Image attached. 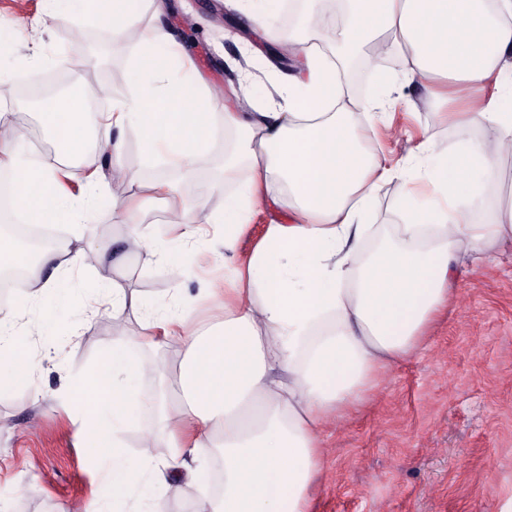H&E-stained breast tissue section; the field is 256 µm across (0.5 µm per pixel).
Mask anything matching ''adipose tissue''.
Wrapping results in <instances>:
<instances>
[{
    "label": "adipose tissue",
    "instance_id": "1",
    "mask_svg": "<svg viewBox=\"0 0 512 512\" xmlns=\"http://www.w3.org/2000/svg\"><path fill=\"white\" fill-rule=\"evenodd\" d=\"M48 16L91 15L115 44L139 52L134 69L146 79L101 118L100 130L85 120L86 88L78 96L49 102L40 114L60 152L90 172L82 197L59 187L54 168L20 160L16 129L0 122V170L14 207L31 224H80L98 193L123 206V243L131 253H151L168 262L173 277L184 272L172 259L180 244L198 238L209 224L224 226L223 289H205L224 299V320L197 332L188 324L195 300L148 318L141 334L102 353L76 396L81 403L89 450L104 461L109 477L96 506L75 504L70 512H109L151 476L179 492L184 480L204 484L203 468L178 472L184 457L219 453L224 493H204L192 512H311L314 475L326 464L325 432L368 404L382 377L426 348L430 332L455 305L453 283L479 255L512 243V207L475 221V204L496 199L497 165L512 158V0H494L498 17L489 24L480 0H349L345 25L324 24L302 49L305 81L289 79L278 93L282 112H263L245 98L224 115L225 132L236 136L224 156V179L236 190L215 215L204 201L176 200L172 184L150 183L164 201L167 237L141 231L142 202L127 198L135 173L104 174L106 156H120L121 130L135 129L145 157L192 177L212 142L214 99L181 58L174 35L140 24L142 0H46ZM370 48L372 65L396 52L406 78L433 88L448 82L461 111L449 113L455 141L425 147L415 169L432 198L403 192L407 223L379 230L362 224L374 190L387 173L372 122L350 108L329 48ZM486 132L474 136L476 126ZM249 178L237 182L241 167ZM280 183L271 194L272 183ZM290 213L286 224L268 225L246 258L237 245L261 198ZM82 249L61 245L41 252L51 268L43 282L61 290L79 265ZM12 313L0 311V394L27 383L38 365ZM175 345L178 359L160 396L140 398L138 382L154 366L133 354L141 344ZM153 411L169 430V458L149 431L136 452L121 436L140 411Z\"/></svg>",
    "mask_w": 512,
    "mask_h": 512
}]
</instances>
